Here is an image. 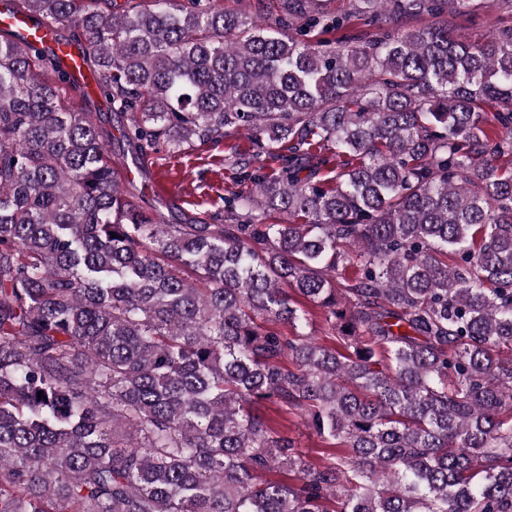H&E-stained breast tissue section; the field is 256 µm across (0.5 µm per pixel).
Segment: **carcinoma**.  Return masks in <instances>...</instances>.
I'll return each mask as SVG.
<instances>
[{"label":"carcinoma","instance_id":"obj_1","mask_svg":"<svg viewBox=\"0 0 512 512\" xmlns=\"http://www.w3.org/2000/svg\"><path fill=\"white\" fill-rule=\"evenodd\" d=\"M220 2L7 0L108 111L0 29V512H512V27ZM240 130L220 223L143 209L126 158ZM264 403L348 451L305 461ZM0 28L9 29L37 47L52 49L63 60L64 68L69 73L71 80L75 79L79 85L89 83V80L86 79V71L81 66V50L73 44L57 43L52 28L47 24L38 26L27 18L14 16L2 4L0 6ZM311 310L313 315L310 316V325L307 332L322 345L332 348L336 347L338 350L342 349L340 343L336 340V334L326 322L322 311L316 308H311Z\"/></svg>","mask_w":512,"mask_h":512}]
</instances>
